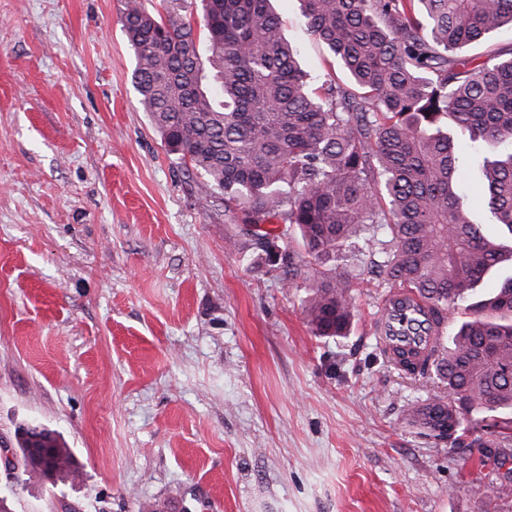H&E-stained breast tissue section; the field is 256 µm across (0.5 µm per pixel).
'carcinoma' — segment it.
I'll return each instance as SVG.
<instances>
[{
  "label": "carcinoma",
  "instance_id": "obj_1",
  "mask_svg": "<svg viewBox=\"0 0 512 512\" xmlns=\"http://www.w3.org/2000/svg\"><path fill=\"white\" fill-rule=\"evenodd\" d=\"M125 0L140 102L169 152L209 195L224 194V222L248 226L255 248L295 230L332 267L355 239L382 228L373 262L392 288L420 297L438 323L467 319L431 363L399 354L396 368L434 373L448 397L409 408L412 427L458 435L483 415L489 445L512 444V275L489 295L485 276L512 264V245L487 237L459 190L450 132L486 152L485 202L512 236V57L458 50L505 26L512 0H302L309 34L347 81H308L271 0ZM280 224L281 231L264 229ZM314 335L347 334L348 284L322 279L305 299ZM24 471L76 478L74 453L48 428L18 426Z\"/></svg>",
  "mask_w": 512,
  "mask_h": 512
}]
</instances>
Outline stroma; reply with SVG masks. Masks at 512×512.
I'll use <instances>...</instances> for the list:
<instances>
[{
  "mask_svg": "<svg viewBox=\"0 0 512 512\" xmlns=\"http://www.w3.org/2000/svg\"><path fill=\"white\" fill-rule=\"evenodd\" d=\"M124 0H0V498L11 512H512L486 496L512 458L417 433L405 410L446 398L401 375L372 326L387 295L369 248L347 335L314 336L308 285L328 266L296 236L270 269L170 154L133 82ZM315 81L342 79L275 0ZM481 157L462 191L484 233ZM58 433L76 479L22 471L14 432Z\"/></svg>",
  "mask_w": 512,
  "mask_h": 512,
  "instance_id": "obj_1",
  "label": "stroma"
}]
</instances>
